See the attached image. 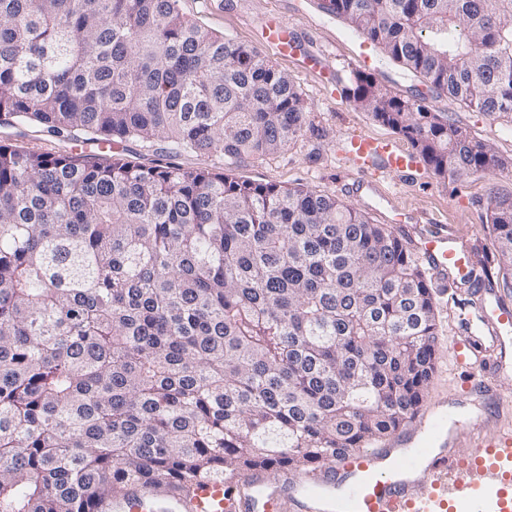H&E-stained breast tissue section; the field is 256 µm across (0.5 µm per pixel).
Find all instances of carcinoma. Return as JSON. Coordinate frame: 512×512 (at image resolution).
Segmentation results:
<instances>
[{
	"instance_id": "1",
	"label": "carcinoma",
	"mask_w": 512,
	"mask_h": 512,
	"mask_svg": "<svg viewBox=\"0 0 512 512\" xmlns=\"http://www.w3.org/2000/svg\"><path fill=\"white\" fill-rule=\"evenodd\" d=\"M321 8L436 97L512 119V0ZM345 94L440 178L505 168L418 92L357 70ZM306 112L179 0H0V512L304 471L418 414L436 332L412 253L334 194L230 174ZM130 141L224 166L146 165ZM488 223L512 272V200L490 195Z\"/></svg>"
}]
</instances>
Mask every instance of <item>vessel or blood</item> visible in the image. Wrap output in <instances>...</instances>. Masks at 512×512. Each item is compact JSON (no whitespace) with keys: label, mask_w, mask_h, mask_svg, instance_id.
Listing matches in <instances>:
<instances>
[{"label":"vessel or blood","mask_w":512,"mask_h":512,"mask_svg":"<svg viewBox=\"0 0 512 512\" xmlns=\"http://www.w3.org/2000/svg\"><path fill=\"white\" fill-rule=\"evenodd\" d=\"M263 40L280 57L294 53L283 21H269ZM347 155L361 173L381 167L410 177L419 168L415 155L390 138L352 137ZM412 251L439 289L474 271L469 253L440 229L422 233ZM448 306L462 312L448 344L475 411L441 398L373 447L343 452L305 473L254 470L229 491L220 483L173 488L136 481L103 512H512V426L491 425L505 401L512 308L492 300L469 314L455 293Z\"/></svg>","instance_id":"1"}]
</instances>
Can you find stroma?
<instances>
[{
	"instance_id": "35a3bbf8",
	"label": "stroma",
	"mask_w": 512,
	"mask_h": 512,
	"mask_svg": "<svg viewBox=\"0 0 512 512\" xmlns=\"http://www.w3.org/2000/svg\"><path fill=\"white\" fill-rule=\"evenodd\" d=\"M316 3L317 0H179L186 17L269 56L275 66L291 75L311 109L307 132L292 141L287 151L245 162L234 168V175L336 195L364 212L372 223L407 241L412 239L415 227L442 225L472 252L477 269L488 270L491 286L501 290L502 300L512 303V294L501 289L503 271L487 222L490 194L512 198V122L471 111L446 97L429 100L431 111L448 117L492 146L505 160L506 169L463 181L451 176L439 178L424 165L411 179L377 169L367 173V188L355 189L357 173L345 158L348 139L355 134L389 138L393 132L347 101L344 86L350 73L359 68L356 55L361 39L340 20L322 14ZM274 17L286 22L296 37L292 58L273 55L262 39L266 21ZM435 316L440 344L428 388L432 399L458 390V370L445 344L452 322L443 297L435 299Z\"/></svg>"
}]
</instances>
